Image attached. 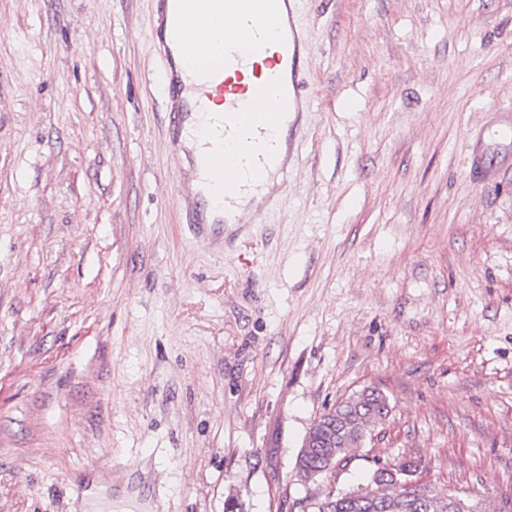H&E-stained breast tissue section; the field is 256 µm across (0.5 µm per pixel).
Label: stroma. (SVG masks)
<instances>
[{"label": "stroma", "mask_w": 512, "mask_h": 512, "mask_svg": "<svg viewBox=\"0 0 512 512\" xmlns=\"http://www.w3.org/2000/svg\"><path fill=\"white\" fill-rule=\"evenodd\" d=\"M150 15L0 0V512L96 479L133 512H300L379 462L511 498L512 0H304L297 162L217 249L171 202ZM367 387L386 422L299 480Z\"/></svg>", "instance_id": "1"}]
</instances>
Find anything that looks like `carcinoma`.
<instances>
[{
  "instance_id": "cac0c4a2",
  "label": "carcinoma",
  "mask_w": 512,
  "mask_h": 512,
  "mask_svg": "<svg viewBox=\"0 0 512 512\" xmlns=\"http://www.w3.org/2000/svg\"><path fill=\"white\" fill-rule=\"evenodd\" d=\"M390 413L387 395L368 388L340 402L325 412L337 424L331 430L318 425L311 446L303 451L296 467L305 479L314 480L327 475V463L337 466L350 453L365 443ZM405 465L379 466L371 472L370 482L355 489L357 495L342 492L329 498L306 503L313 512H502L486 498L461 497L439 490L430 484L408 487L403 481Z\"/></svg>"
}]
</instances>
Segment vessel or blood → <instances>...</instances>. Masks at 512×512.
<instances>
[{
    "mask_svg": "<svg viewBox=\"0 0 512 512\" xmlns=\"http://www.w3.org/2000/svg\"><path fill=\"white\" fill-rule=\"evenodd\" d=\"M150 36L164 63L160 89L172 117L169 150L187 162L205 194L177 190L174 203L201 230L238 224L239 195L287 177L276 135L292 114L305 112L306 62L312 53L300 24V0H152ZM268 70L262 82L240 80L258 52ZM216 92L219 112L202 101ZM193 136L199 151L183 157Z\"/></svg>",
    "mask_w": 512,
    "mask_h": 512,
    "instance_id": "1",
    "label": "vessel or blood"
}]
</instances>
